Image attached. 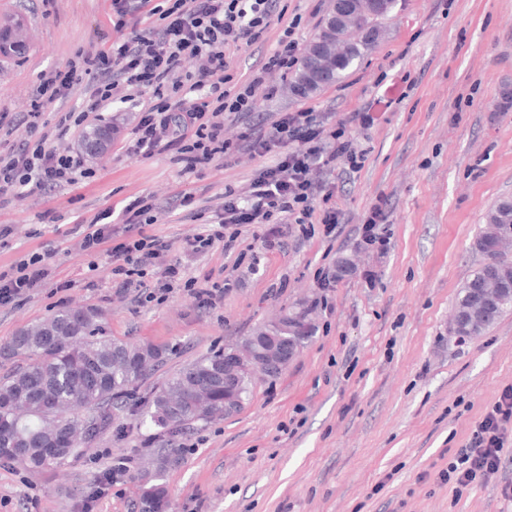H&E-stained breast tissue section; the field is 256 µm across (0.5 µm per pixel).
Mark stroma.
<instances>
[{
    "label": "stroma",
    "instance_id": "stroma-1",
    "mask_svg": "<svg viewBox=\"0 0 512 512\" xmlns=\"http://www.w3.org/2000/svg\"><path fill=\"white\" fill-rule=\"evenodd\" d=\"M334 0H280L299 17L302 44L320 32ZM111 0H0V18L27 25L24 57L0 59V113L29 109L42 76L65 68L83 49L113 37ZM377 46L337 83L314 95L279 91L260 101L267 114L313 107L332 127L346 122L367 161L336 178L343 222L333 234L316 225L306 238L282 228V247L266 249L263 225L244 232L235 250L200 256L181 241L203 231L242 189L256 163L224 158L201 174L182 175L172 154L123 152L139 119L141 96L100 115L111 126L109 151L87 157L96 181L50 195L0 198V272L38 252L48 277L26 298L0 307V344L18 329L76 307L99 311L107 336L166 351L138 386L145 394L182 366L236 343L288 307L313 306V340L274 377L253 380L242 409L191 425L177 445L180 461L165 475L171 512H512L492 488L455 494L440 479L450 451L465 447L487 407L512 385V312L481 335L454 331L460 289L482 263L475 237L497 202L512 199V0H398ZM374 120L362 122L360 113ZM187 207H172L182 192ZM152 194L157 221L144 233L172 244L198 286L228 282L213 309L182 290L165 301L140 300L112 284V257L78 247L79 221L104 214L124 241L122 207ZM387 221L383 245L362 239L372 205ZM355 262L320 288V269ZM96 271H89V264ZM68 282L60 290V282ZM162 443L129 407L64 465L31 471L0 460V512L23 499L36 512H79L108 467L101 450L129 461L97 512H133L142 463Z\"/></svg>",
    "mask_w": 512,
    "mask_h": 512
}]
</instances>
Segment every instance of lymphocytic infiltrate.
I'll list each match as a JSON object with an SVG mask.
<instances>
[{
    "instance_id": "lymphocytic-infiltrate-1",
    "label": "lymphocytic infiltrate",
    "mask_w": 512,
    "mask_h": 512,
    "mask_svg": "<svg viewBox=\"0 0 512 512\" xmlns=\"http://www.w3.org/2000/svg\"><path fill=\"white\" fill-rule=\"evenodd\" d=\"M277 4L278 0H112V43L80 50L65 69L41 79L27 112L0 113V130L24 133L0 150V196L22 188L48 193L91 178L82 154L61 153L46 143L50 137L86 127L93 114L107 110L122 89L130 87L149 99L127 154L174 152L186 174L200 172L227 155L260 162L246 190L225 188L215 221L183 239L184 253L231 250L243 228L252 224L266 225L269 250L279 246L284 224L298 225L305 236L317 224L333 231L341 212L332 175L338 170L346 175L360 171L365 150L357 147L346 124L325 127L313 109L272 117L258 110V94H274L266 85L267 76L288 74L298 62L299 18L282 22L276 48L262 57L252 75L238 79L230 72L228 50L264 44L278 15ZM188 60L197 61L196 70H185ZM80 84L87 91L83 108L61 113L55 125H48L45 108ZM197 90L201 98L189 101L188 93ZM228 112L250 118L235 144L224 138ZM170 249L169 241L145 234L113 246V281L122 289H144L151 300L181 288L199 306L216 307L224 298L223 287H197L176 262L159 266V258ZM46 273L45 258L38 253L0 272V306L28 295ZM511 425L508 386L487 409L466 447L441 472V480L459 490L477 482L489 485L512 501V482L497 481Z\"/></svg>"
}]
</instances>
